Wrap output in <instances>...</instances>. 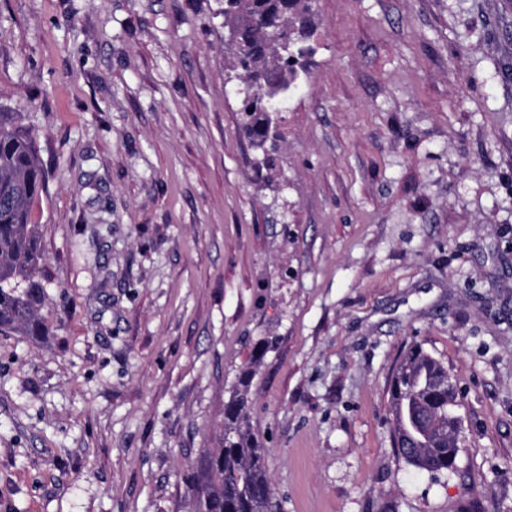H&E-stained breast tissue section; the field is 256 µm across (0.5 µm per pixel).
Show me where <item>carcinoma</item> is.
I'll list each match as a JSON object with an SVG mask.
<instances>
[{
  "mask_svg": "<svg viewBox=\"0 0 512 512\" xmlns=\"http://www.w3.org/2000/svg\"><path fill=\"white\" fill-rule=\"evenodd\" d=\"M312 0H224V21L237 30L239 46L229 48L231 71L244 80L240 112L253 144L268 137L270 116L261 90L272 95L298 88L300 60L311 34ZM46 175L19 112L0 108V334L39 336L37 307L43 287L36 279L42 260L29 204L45 189ZM448 370L421 345L407 351L390 381L394 447L408 465L436 475L456 460L448 440V395L438 381ZM251 370L224 403L221 446L203 455L189 486L195 512H268L267 451L247 424Z\"/></svg>",
  "mask_w": 512,
  "mask_h": 512,
  "instance_id": "1",
  "label": "carcinoma"
}]
</instances>
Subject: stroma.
<instances>
[{
  "instance_id": "35a3bbf8",
  "label": "stroma",
  "mask_w": 512,
  "mask_h": 512,
  "mask_svg": "<svg viewBox=\"0 0 512 512\" xmlns=\"http://www.w3.org/2000/svg\"><path fill=\"white\" fill-rule=\"evenodd\" d=\"M312 22L266 170L224 0H0V106L47 173V333L0 335V512H192L247 367L273 512H512V0ZM414 343L457 383L436 476L392 445Z\"/></svg>"
}]
</instances>
